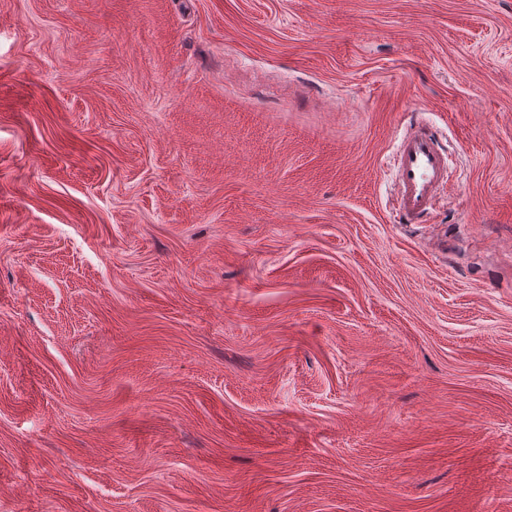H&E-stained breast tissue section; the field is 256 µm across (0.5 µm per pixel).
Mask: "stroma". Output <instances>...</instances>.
I'll return each mask as SVG.
<instances>
[{"mask_svg": "<svg viewBox=\"0 0 512 512\" xmlns=\"http://www.w3.org/2000/svg\"><path fill=\"white\" fill-rule=\"evenodd\" d=\"M0 83V512H512V0H0ZM449 160L425 126L417 122L405 126L393 156L397 169L393 206L401 219L409 224L427 221L439 192L448 185Z\"/></svg>", "mask_w": 512, "mask_h": 512, "instance_id": "1", "label": "stroma"}]
</instances>
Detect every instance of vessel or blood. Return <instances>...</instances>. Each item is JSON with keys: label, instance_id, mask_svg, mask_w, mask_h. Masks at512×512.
I'll return each mask as SVG.
<instances>
[{"label": "vessel or blood", "instance_id": "obj_1", "mask_svg": "<svg viewBox=\"0 0 512 512\" xmlns=\"http://www.w3.org/2000/svg\"><path fill=\"white\" fill-rule=\"evenodd\" d=\"M449 154L425 126L406 125L393 164L397 169L393 206L405 222H425L449 181Z\"/></svg>", "mask_w": 512, "mask_h": 512}]
</instances>
